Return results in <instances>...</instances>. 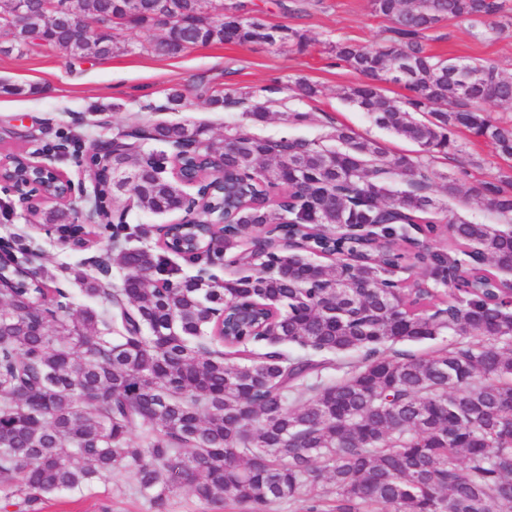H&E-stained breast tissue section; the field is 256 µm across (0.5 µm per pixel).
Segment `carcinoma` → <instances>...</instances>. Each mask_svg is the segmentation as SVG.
Here are the masks:
<instances>
[{"label": "carcinoma", "mask_w": 512, "mask_h": 512, "mask_svg": "<svg viewBox=\"0 0 512 512\" xmlns=\"http://www.w3.org/2000/svg\"><path fill=\"white\" fill-rule=\"evenodd\" d=\"M210 0H174L186 17L150 44L171 54L180 40L281 41V27L242 33L206 12ZM392 21L382 46H330L336 59L366 80L342 98L378 127L416 143L420 154L391 155L377 141L333 126L320 139L270 140L246 124L221 139L182 123L147 129L170 150L218 157L224 180L243 200L234 224L215 245L241 246L247 227L271 234L273 273L253 270L219 281H179L161 250L122 248L118 288L75 273L82 292L116 309L118 328L96 330L99 310L74 313L30 268L0 266V503L37 505L61 492H80L116 469L129 473L151 512H168L186 492L202 504L275 512L305 503V512H512V309L508 295L484 289L512 271V231L488 224L448 222L458 248L476 251L471 264L432 254L436 288L393 283L401 253H370L354 263L316 229L377 224L389 240L409 242L402 225L442 227L445 207L428 193L434 178L446 194L459 178L430 169L435 158L459 155L469 133L512 159V123L486 114L488 101L512 106V77L490 64L443 59L422 39L441 21L473 26L504 10L503 0H371ZM48 45L81 58L86 48L61 22L44 32ZM120 40L93 41L98 57ZM392 82L404 100L382 93ZM243 107L253 123L269 106L250 93L212 101ZM336 146L325 145L326 141ZM164 152L134 144L115 158V170L139 182L126 187L152 213L180 210L184 184L158 172ZM491 210L512 219V176L474 189ZM147 233L118 218L112 239ZM333 260L331 265L286 254L288 239ZM456 290L453 296L441 291ZM251 308L243 322L216 313ZM447 347L414 357L395 349L443 334ZM220 343L228 351L212 350ZM263 345L255 353L250 345ZM288 344L302 350L289 355ZM350 351L363 361L329 379L333 357Z\"/></svg>", "instance_id": "cac0c4a2"}]
</instances>
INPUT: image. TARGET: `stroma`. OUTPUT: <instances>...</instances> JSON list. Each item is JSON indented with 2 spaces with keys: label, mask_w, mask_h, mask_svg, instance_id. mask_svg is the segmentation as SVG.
<instances>
[{
  "label": "stroma",
  "mask_w": 512,
  "mask_h": 512,
  "mask_svg": "<svg viewBox=\"0 0 512 512\" xmlns=\"http://www.w3.org/2000/svg\"><path fill=\"white\" fill-rule=\"evenodd\" d=\"M223 3L238 4L247 18L304 33L310 44L303 50L290 41L274 46L210 44L160 57L149 49L157 31L135 28L124 32L119 50L108 59L90 52L70 58L35 41L0 52V153L22 154L47 144L76 141L78 151L56 157L54 164L90 192L95 181L88 156L94 141L112 138L120 130L176 122L202 126L210 136L220 138L225 127L245 123L246 117L238 108L212 106L211 98L251 92L256 101H273L276 110L267 122L251 126L259 137L289 135L311 140L322 137L329 125L338 124L360 137L380 141L390 153L417 154L416 144L374 125L341 97L342 88L356 83L358 76L337 63L328 45L345 41L371 49L382 43L390 22L373 13L370 0ZM499 25L504 26V33H496ZM423 44L428 53L485 61L512 77V0H505L500 15L474 27L452 18L443 20L428 32ZM300 79L317 85L319 95L299 98L295 83ZM16 85L23 87V94H13ZM174 89L184 93L185 101L177 109H165L166 96ZM294 109L308 112L309 120L297 125L279 120V113ZM461 143L463 151L457 160L441 159L434 164L439 172L469 169L467 176H461L460 194L446 201L450 217L506 229L505 219L476 197L473 189L489 177L512 173V162L500 157L490 143L467 136ZM111 206L128 210L131 226L148 228V235L138 244L150 249L159 239L157 226L181 218L177 211H141L124 192L113 193ZM83 207L81 198L73 197L63 206V220L46 224L40 216L24 212L15 196L0 190V244L36 253L37 272L49 288L65 293L72 310L90 305L108 315L111 303L87 298L73 277L77 269L97 276L96 260L111 245L112 231L105 224L78 226L87 248L66 242L64 231L73 226L76 211ZM39 512H150V508L134 493L130 475L117 471L83 491L50 496L40 504Z\"/></svg>",
  "instance_id": "stroma-1"
}]
</instances>
